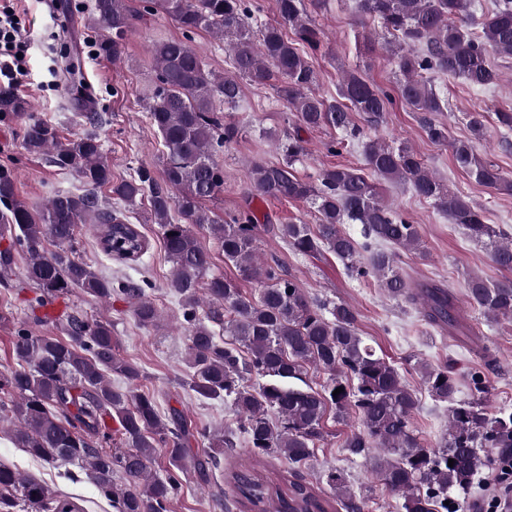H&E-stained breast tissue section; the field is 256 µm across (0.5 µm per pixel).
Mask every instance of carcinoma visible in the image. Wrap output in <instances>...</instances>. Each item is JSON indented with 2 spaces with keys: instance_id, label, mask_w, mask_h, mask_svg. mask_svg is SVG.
<instances>
[{
  "instance_id": "1",
  "label": "carcinoma",
  "mask_w": 512,
  "mask_h": 512,
  "mask_svg": "<svg viewBox=\"0 0 512 512\" xmlns=\"http://www.w3.org/2000/svg\"><path fill=\"white\" fill-rule=\"evenodd\" d=\"M153 2L186 34L207 30L223 35L235 74H214L179 38L152 44L157 75L148 119L166 148L162 185L147 169L129 179L112 177L95 132L65 138L54 125L26 111V102L12 88L0 85V112L24 117L27 153L48 156L49 163L75 174L84 187L80 194L59 192L34 212L17 198L12 175L0 171V239L6 241L0 248V282L9 283L22 254L27 258L24 279L36 288L28 300L35 322L47 321V315L36 311L79 288L104 303L118 292L133 304L140 326H158L161 312L142 284L129 280L113 288L73 248L82 225L93 224L98 239L110 235L103 247L107 255L140 260L148 243L127 212L147 200L146 221L159 226L173 266L167 288L179 298L188 325L189 389L200 399L231 403L254 453L276 455L293 468L306 464L324 439L327 411L340 419L353 408L359 429L345 439L349 453L379 451L376 473L389 492L403 498L404 512H448L445 502H454V495L468 487L490 458L512 461V411L489 412L481 399L486 384L480 374L472 376L479 396L457 400V383L448 366L426 368L427 391L450 403V409L448 431L435 447H424L412 425L417 397L398 368L357 336L356 308L310 298L285 277L280 264H263L256 256L263 232L284 240L297 255L327 250L350 275L377 276L390 297L417 306L426 324L444 330L457 323L454 296L440 281H411L397 269L393 248L419 250L418 225L383 202L362 168H324L314 183L300 178L296 164L307 149L296 132L279 143L280 161L252 165L251 191L262 199L308 204L318 214L316 229L259 224L251 213L224 222L202 202L224 187L215 153L237 137L239 127L224 123L219 112L240 101L238 78L257 84L275 79L276 96L293 112L294 125L335 129L340 138L328 143L330 152H339L346 142L361 144L373 175L409 182L419 199L489 249L498 267L512 271V237L506 230L485 223L482 210L449 190L412 147L367 138L354 121L358 115L367 126L378 127L398 99L420 113L428 139L450 145L458 166L478 184L511 193L512 180L497 165L479 158L470 142L449 140L447 124L438 120L443 96L423 75L461 78L480 89L497 86L502 75L490 57L512 58V0H495L487 12L478 11L476 0H357L355 28L364 31L377 21L398 41L396 94L351 70L341 76L334 100L315 92L318 74L312 55L320 49L324 32L308 17L306 0H276L278 20L262 24L256 40L251 30L260 7L251 0ZM91 18L102 31L100 54L120 58L140 15L127 0H95ZM102 188L118 208L103 204ZM174 209L181 215L177 224L171 219ZM193 224L208 228L242 280L261 284L258 298L246 296L237 281L211 272V253L192 231ZM342 224L362 225L361 238L343 232ZM466 288L470 303L484 315L512 320L511 282L491 286L471 276ZM57 325L65 338L18 330L11 340L14 366L0 373V392L15 398L12 434L17 447L49 464L80 465L98 491L112 499L116 512H167L185 461L191 460L194 471L207 479L224 448L233 447L231 437L201 430L211 451L202 458L193 456L187 448L186 419L176 408L161 415L155 396L138 389L142 371L117 351L109 321L69 313ZM215 326L231 342L219 341ZM310 368L327 374L319 392L293 384ZM111 376L123 385H112ZM338 387L343 392L333 394ZM106 414L119 424L116 448L99 446V439H112L102 429ZM159 451L167 462L164 476L152 470ZM325 479L336 495L322 494L293 470L272 476L256 466L229 471L227 484L241 512L361 510L338 471H328ZM0 512H74V506L40 480L1 462Z\"/></svg>"
}]
</instances>
